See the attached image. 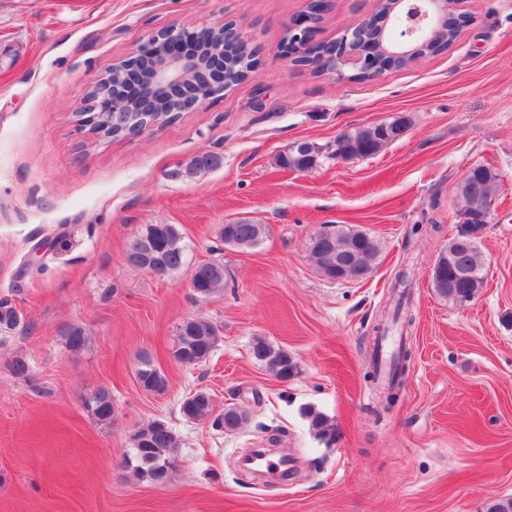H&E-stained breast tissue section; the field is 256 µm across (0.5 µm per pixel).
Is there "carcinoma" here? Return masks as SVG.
<instances>
[{"label": "carcinoma", "mask_w": 512, "mask_h": 512, "mask_svg": "<svg viewBox=\"0 0 512 512\" xmlns=\"http://www.w3.org/2000/svg\"><path fill=\"white\" fill-rule=\"evenodd\" d=\"M256 51L243 44L236 47L230 55V62L224 69V89H230L249 78L254 72ZM388 142L378 135L375 125L358 127L349 131V141L344 146L348 158H363L379 152ZM320 151L310 142H297L288 152L278 157V164L284 168L309 170L317 164ZM224 163L221 155L201 152L176 172V176L191 177L199 172L220 168ZM467 187L475 194L486 199L496 198L499 174L492 168L476 165L469 169ZM484 224H459L456 232L448 239V245L440 251L434 264L432 284L436 292L460 303L474 298L485 280L484 261L479 244L485 235ZM265 224H224L219 229V237L225 245L248 250L258 247L267 236ZM143 234L153 236L158 242L159 254L156 261L161 267L173 274L179 270L185 260L181 235L173 224H150ZM382 246L374 236L358 230L327 229L315 233L309 238L307 251L316 263L321 274L334 280L354 281L363 278L376 262ZM195 286L193 295L208 299L224 287V278L214 276L211 264H199L193 274ZM19 323L15 306L7 298L0 299V327L12 328ZM67 347L80 350L87 344L84 329L72 325L65 331ZM220 340L219 329L211 321L201 317H191L179 327L174 357L187 366L199 365L209 359ZM253 357L276 368L274 376L282 381L299 373V364L288 351L276 348L262 339L252 346ZM410 352L400 350L395 360V369L380 398L389 409L395 403V383L406 369ZM136 379L140 388L150 393H164L167 389L165 374L148 358L140 360L136 370ZM84 406L90 416L101 425H110L114 421L116 410L112 395L100 390L85 400ZM183 416L190 421H212V426L226 433L236 432L248 422L249 414L237 407H226L215 413L210 396L197 392L187 397L181 404ZM132 455L126 463L134 473L153 484L166 483L179 465L178 448L180 439L166 422L154 420L136 430L131 437Z\"/></svg>", "instance_id": "carcinoma-1"}]
</instances>
